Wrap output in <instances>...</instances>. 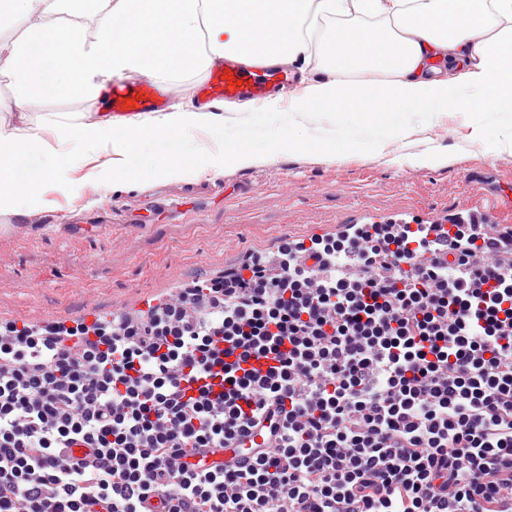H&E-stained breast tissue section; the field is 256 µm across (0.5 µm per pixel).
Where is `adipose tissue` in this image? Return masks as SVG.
<instances>
[{
	"instance_id": "adipose-tissue-1",
	"label": "adipose tissue",
	"mask_w": 512,
	"mask_h": 512,
	"mask_svg": "<svg viewBox=\"0 0 512 512\" xmlns=\"http://www.w3.org/2000/svg\"><path fill=\"white\" fill-rule=\"evenodd\" d=\"M382 24L375 39L369 22ZM98 37L87 40V25ZM321 28L326 79L309 82L292 112H265L255 135L225 123L220 112H167L117 120L101 115L77 130L59 125L52 139L41 129L8 124L24 117L26 95L0 98V212L19 214L41 200L53 171L70 161L68 142L78 134L86 157L111 153L90 176L106 188L124 183L145 131L167 139L198 129L221 133L201 160L174 151L153 173L181 179L199 171L220 177L225 166L269 163L299 149L288 134L296 120L317 121L327 110L337 139L347 147L383 151L407 127L410 109L430 110L454 100L474 113L473 137L489 140L491 127L512 132V0H0V35L13 33L0 68L30 89L61 99L95 95L106 100L112 77L145 76L174 82L194 51L199 69L230 60L268 67L309 60L307 30ZM384 73L375 85L351 72ZM267 141L257 149L256 137Z\"/></svg>"
}]
</instances>
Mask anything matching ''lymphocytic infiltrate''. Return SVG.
I'll return each mask as SVG.
<instances>
[{
  "instance_id": "obj_1",
  "label": "lymphocytic infiltrate",
  "mask_w": 512,
  "mask_h": 512,
  "mask_svg": "<svg viewBox=\"0 0 512 512\" xmlns=\"http://www.w3.org/2000/svg\"><path fill=\"white\" fill-rule=\"evenodd\" d=\"M430 230L284 240L142 319L0 325V512H512V229L440 230L450 263ZM267 414V452L194 463Z\"/></svg>"
}]
</instances>
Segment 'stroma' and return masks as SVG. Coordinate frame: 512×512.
<instances>
[{
    "label": "stroma",
    "mask_w": 512,
    "mask_h": 512,
    "mask_svg": "<svg viewBox=\"0 0 512 512\" xmlns=\"http://www.w3.org/2000/svg\"><path fill=\"white\" fill-rule=\"evenodd\" d=\"M100 102L88 95L59 100L32 97L27 125L95 119ZM412 133L376 155L366 148L316 144L335 138L330 118L297 125L301 152L247 169L225 168L170 180L132 173L131 186L112 191L83 179L84 147L72 138L70 165L56 171L68 194L48 193L23 214H0V321L39 322L53 310L97 305L102 314L135 308L167 295L180 280L215 275L277 237H320L361 210L374 217L434 208L456 211L469 200L463 179L471 173L493 187H512V149L491 154L470 141L468 112L437 113L424 124L405 117ZM95 227L72 235V225Z\"/></svg>",
    "instance_id": "stroma-1"
}]
</instances>
